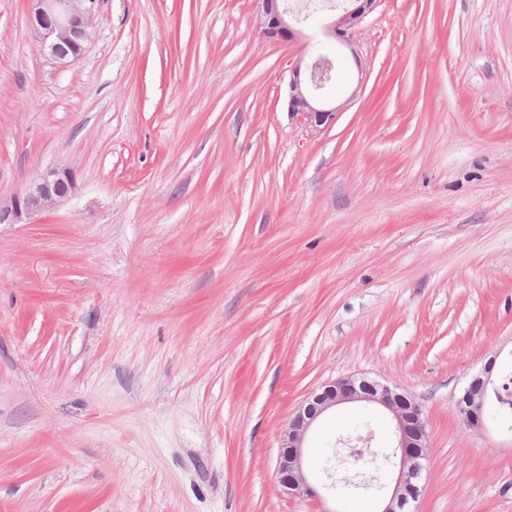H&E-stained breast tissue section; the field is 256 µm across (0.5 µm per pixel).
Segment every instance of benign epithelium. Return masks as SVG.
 <instances>
[{
	"mask_svg": "<svg viewBox=\"0 0 512 512\" xmlns=\"http://www.w3.org/2000/svg\"><path fill=\"white\" fill-rule=\"evenodd\" d=\"M32 28L40 47L60 67L78 60L92 41L93 18L97 0H28ZM281 0H254L259 35L269 40L291 41L300 35L297 25L302 14L323 9L307 0L294 9L280 6ZM347 6L330 26L332 38L355 50L356 28L377 5V0H345ZM336 75L335 58L317 55L306 62L298 60L289 70L285 87L289 114L299 122L321 130L331 125L341 107L320 96ZM76 189L74 171L53 166L36 175L25 189L9 196L0 195V224H21L73 196ZM491 377L474 379L460 401L461 415L479 430L485 429L483 411ZM365 403L387 411L395 424L396 449L386 459L390 482L384 485L386 499L380 512H406L420 496L424 461L428 453V431L419 402L407 392H398L363 376H348L329 382L310 393L284 426L281 450L276 461V478L280 486L295 496L313 495L304 466L305 442L317 420L337 407ZM336 471L342 476L332 487L343 485L368 489L377 475L359 469L358 462L376 457L372 449L373 433L341 436L337 440Z\"/></svg>",
	"mask_w": 512,
	"mask_h": 512,
	"instance_id": "benign-epithelium-1",
	"label": "benign epithelium"
}]
</instances>
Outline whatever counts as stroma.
Segmentation results:
<instances>
[{
  "instance_id": "35a3bbf8",
  "label": "stroma",
  "mask_w": 512,
  "mask_h": 512,
  "mask_svg": "<svg viewBox=\"0 0 512 512\" xmlns=\"http://www.w3.org/2000/svg\"><path fill=\"white\" fill-rule=\"evenodd\" d=\"M314 13L266 41L252 0H97L70 66L0 0V193L49 166L74 195L0 226V512H380L285 494L281 433L364 375L422 405L410 512H512V432L457 399L512 365V0H378L349 53ZM331 52L315 131L283 79ZM307 439L314 486L340 426ZM491 384V376L475 378L465 391L459 405L461 415L467 422L479 430H486L483 421V411L486 406V394Z\"/></svg>"
}]
</instances>
